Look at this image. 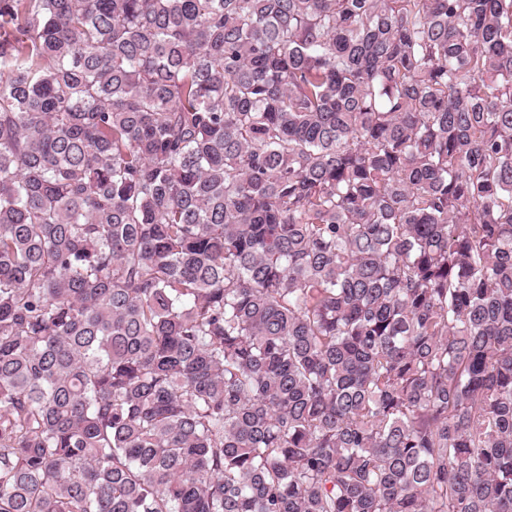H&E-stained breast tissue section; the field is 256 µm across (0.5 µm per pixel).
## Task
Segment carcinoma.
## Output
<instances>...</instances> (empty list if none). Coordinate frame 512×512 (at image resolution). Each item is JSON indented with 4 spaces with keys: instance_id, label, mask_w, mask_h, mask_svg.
Here are the masks:
<instances>
[{
    "instance_id": "carcinoma-1",
    "label": "carcinoma",
    "mask_w": 512,
    "mask_h": 512,
    "mask_svg": "<svg viewBox=\"0 0 512 512\" xmlns=\"http://www.w3.org/2000/svg\"><path fill=\"white\" fill-rule=\"evenodd\" d=\"M0 512H512V0H0Z\"/></svg>"
}]
</instances>
